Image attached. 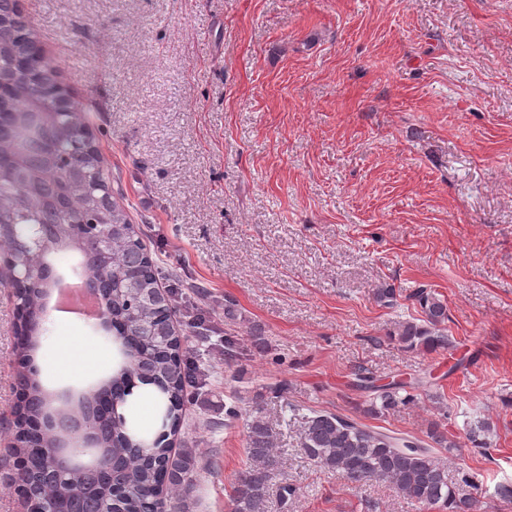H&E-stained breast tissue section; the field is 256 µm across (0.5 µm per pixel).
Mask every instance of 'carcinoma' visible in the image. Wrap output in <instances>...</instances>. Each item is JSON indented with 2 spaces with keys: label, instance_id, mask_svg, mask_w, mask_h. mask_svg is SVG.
<instances>
[{
  "label": "carcinoma",
  "instance_id": "1",
  "mask_svg": "<svg viewBox=\"0 0 512 512\" xmlns=\"http://www.w3.org/2000/svg\"><path fill=\"white\" fill-rule=\"evenodd\" d=\"M3 20L8 26L0 28V71L5 75L0 83V109L8 101L19 112L39 101L46 123L53 125L54 74L41 67L40 80L34 81L13 65L14 50L30 49L32 31L26 25L13 26L9 16ZM27 163L32 176L44 177L45 193L50 190V182L68 177L65 170L45 168L43 156L36 149H30ZM86 204V195L80 192L72 212L46 210L25 197L8 172L0 173V242L7 245L10 240L23 237L27 224H52V250L74 249L72 239L77 234L70 222L79 218ZM112 223L120 225L112 239V268L98 269L93 246L82 250L83 267L105 304L112 307L113 342L121 353L127 348L132 350L136 363L129 371L126 363H121L102 386L112 385L121 390L129 373L159 380L164 386L156 391L160 408L168 417L169 426L178 433L185 420L188 389L203 385V381L190 373L184 338L160 329L162 320L171 315L176 288L163 291L164 302L153 300L158 289V264L142 248L139 225L131 223L124 209L116 204L112 205ZM412 297L420 308V322L398 323L389 339L407 349L430 353L450 348L451 341L445 333V301L425 288L417 289ZM17 329L23 330L18 337V352L24 358L37 340V331L22 325ZM17 379L27 390V400L16 405L14 442L9 452L23 453L27 472L17 473L16 481L26 484L45 512H52L60 497L53 474L61 465V457L53 451L56 438L45 426L52 398L26 374H18ZM361 381L365 382L364 388L374 392L368 412L375 415L413 400L412 391L432 385V381L421 378L380 386L365 376ZM68 410L75 422L96 432L100 450L120 463L115 473L104 475L85 467H71L65 489L71 512H139L157 495L180 492L192 484L199 469V460L192 450L173 452L161 442L149 448L138 447L141 434L128 427L110 430L106 411L96 397L87 393L70 401ZM428 437L429 444L391 430L375 429L337 413L315 411L303 421L301 445L308 459L328 472L341 473L352 483L382 479L418 504L436 507L441 512H475V502L456 496L448 484L447 468L433 456L434 444L440 448L453 447L448 436L434 428ZM246 450L249 466L234 483L231 512H261L270 496L273 475L284 459V449L274 447V430L260 415L253 416L248 425Z\"/></svg>",
  "mask_w": 512,
  "mask_h": 512
}]
</instances>
